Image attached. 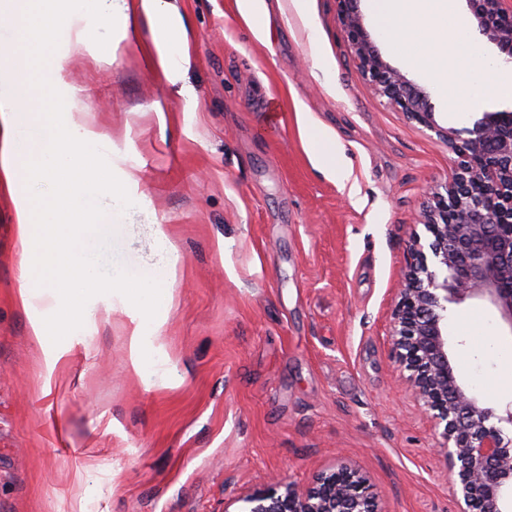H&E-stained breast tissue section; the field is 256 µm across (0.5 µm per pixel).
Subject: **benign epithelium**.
I'll return each instance as SVG.
<instances>
[{
	"mask_svg": "<svg viewBox=\"0 0 512 512\" xmlns=\"http://www.w3.org/2000/svg\"><path fill=\"white\" fill-rule=\"evenodd\" d=\"M480 34L512 57V0H466ZM356 0H336L342 32L366 79L457 155L452 181L432 192L429 234L413 241V263L393 310L391 345L405 385L440 429L457 512H512V401L489 402L459 377L448 345V310L488 302L512 332V109L484 112L460 137L439 127L426 93L389 67L362 25ZM242 512H380L365 478L344 463L300 491L278 485L240 498Z\"/></svg>",
	"mask_w": 512,
	"mask_h": 512,
	"instance_id": "benign-epithelium-1",
	"label": "benign epithelium"
}]
</instances>
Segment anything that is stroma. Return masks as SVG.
<instances>
[{
    "mask_svg": "<svg viewBox=\"0 0 512 512\" xmlns=\"http://www.w3.org/2000/svg\"><path fill=\"white\" fill-rule=\"evenodd\" d=\"M175 3L196 111L146 68L144 28L112 63L80 56L68 72L74 121L141 170L145 201L105 232L102 254L144 273L161 227L179 255L157 316L168 380L132 370L130 313H104L99 295L79 335L33 338L16 202L0 191V512H225L339 462L367 479L381 512H456L436 431L399 384L390 341L429 193L451 182L456 155L368 83L335 0H311L306 20L271 0L267 46L235 0ZM356 7L383 60L427 92L439 128L512 108L491 94L451 113L384 41L368 0ZM312 28L334 67L327 83L312 74ZM300 106L343 146L348 179L315 167ZM448 334L460 377L512 401L484 349L512 345L492 308L449 311ZM55 349L65 355L51 369Z\"/></svg>",
    "mask_w": 512,
    "mask_h": 512,
    "instance_id": "1",
    "label": "stroma"
}]
</instances>
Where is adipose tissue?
Returning a JSON list of instances; mask_svg holds the SVG:
<instances>
[{
	"label": "adipose tissue",
	"instance_id": "ef3b65f1",
	"mask_svg": "<svg viewBox=\"0 0 512 512\" xmlns=\"http://www.w3.org/2000/svg\"><path fill=\"white\" fill-rule=\"evenodd\" d=\"M371 14L396 54L431 77L441 99L467 111L483 96L512 97V65L488 57L469 37L457 0H370ZM0 21L11 37L0 61V188L19 194V245L27 262L22 305L42 308L31 322L37 340L78 333L95 311L91 292L112 295L133 308L130 364L161 377L163 359H148L146 329L157 312L178 260L141 277L116 270L95 278L96 241L107 223H121L136 195L139 170L99 159L109 147L92 129L76 125L77 102L67 82L71 59H115L130 34L148 23L149 71L178 85L188 69L187 31L170 0H0Z\"/></svg>",
	"mask_w": 512,
	"mask_h": 512
}]
</instances>
